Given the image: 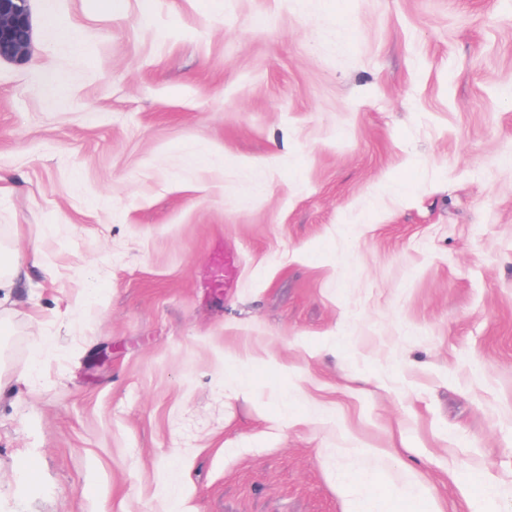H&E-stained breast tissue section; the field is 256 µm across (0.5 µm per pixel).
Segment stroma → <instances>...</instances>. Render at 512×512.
I'll return each mask as SVG.
<instances>
[{
  "label": "stroma",
  "mask_w": 512,
  "mask_h": 512,
  "mask_svg": "<svg viewBox=\"0 0 512 512\" xmlns=\"http://www.w3.org/2000/svg\"><path fill=\"white\" fill-rule=\"evenodd\" d=\"M31 10L0 512H512V0Z\"/></svg>",
  "instance_id": "stroma-1"
}]
</instances>
